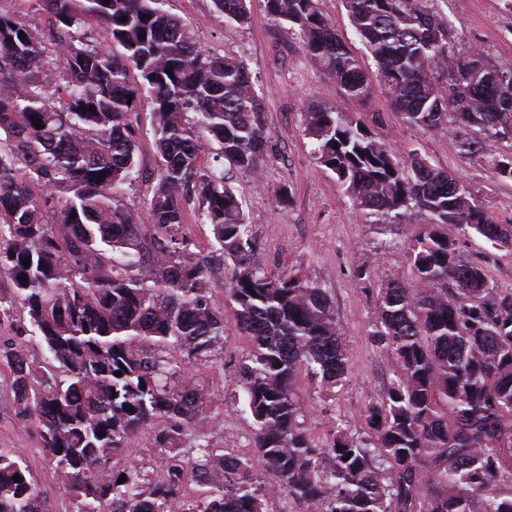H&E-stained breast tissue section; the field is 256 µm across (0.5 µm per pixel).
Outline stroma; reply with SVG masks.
Wrapping results in <instances>:
<instances>
[{"label": "stroma", "mask_w": 512, "mask_h": 512, "mask_svg": "<svg viewBox=\"0 0 512 512\" xmlns=\"http://www.w3.org/2000/svg\"><path fill=\"white\" fill-rule=\"evenodd\" d=\"M160 6L187 25L201 49L244 60L263 97L269 159L257 174L228 170V182L243 202L261 260L276 271H300L327 288L336 321L347 336L350 368L343 385L325 390L305 378L298 384L306 425L319 443L329 439L339 421L351 434H361L368 401L382 395L392 376L370 339L378 280L393 272L409 273V229L428 223L429 218L414 211L401 223L384 216L371 224L365 222L331 174L316 163L313 141L305 132V112L321 108L359 119L376 138L389 143L398 157L416 153L431 166L448 171L500 224H512V178L494 174L487 162L512 151V140L483 139L479 153L467 157L460 151L465 130L424 131L406 124L380 85H373L363 100L349 98L320 72L287 25L267 13L263 0H253L250 21L244 26L225 22L212 0H161ZM436 8L452 25L460 51L480 50L496 69L512 71V0H436ZM139 124L143 179L123 198L133 208L142 207L148 190L146 177L155 169L147 111H140ZM284 185L290 190V200L282 205L277 192ZM447 232L460 253L482 267L489 280L498 287L512 288V257L482 239L464 236L456 227H448ZM245 353V339L235 327H228L223 345L194 371L213 398L209 431L225 450L251 458L253 475L261 479L265 470L251 447L252 420L243 410V393L237 383ZM0 448L29 463L45 512H73L69 495L53 478V463L37 446L32 424L15 413L11 376L3 364Z\"/></svg>", "instance_id": "35a3bbf8"}]
</instances>
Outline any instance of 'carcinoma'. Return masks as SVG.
I'll list each match as a JSON object with an SVG mask.
<instances>
[{
    "label": "carcinoma",
    "mask_w": 512,
    "mask_h": 512,
    "mask_svg": "<svg viewBox=\"0 0 512 512\" xmlns=\"http://www.w3.org/2000/svg\"><path fill=\"white\" fill-rule=\"evenodd\" d=\"M264 2L347 96L366 97L370 78L318 0ZM23 3L46 15L56 49L47 51L39 27L0 12V279L9 281L0 317L26 313L45 358L34 363L6 341L0 363L16 414L35 427L75 512H268L278 494L311 512H512V290L463 259L445 231L453 224L512 249V225L495 223L418 154L400 160L361 122L305 113L317 163L361 215L430 216L410 234L413 282L391 273L375 298L371 338L393 378L366 406L367 438L338 426L318 444L300 421L296 386L302 377L326 389L341 384L346 338L326 289L265 266L225 182L226 163L261 172L270 141L246 63L202 50L159 0ZM213 3L226 22L250 20V0ZM343 4L406 124L465 128L467 154L482 136L512 137V71L490 66L479 50L460 53L435 0ZM92 25L106 30L110 47L84 38ZM52 66L60 83L50 91L41 75ZM144 106L156 172L144 207L134 209L121 197L139 177L131 114ZM212 139L217 152L203 165ZM490 166L512 177V153ZM194 199L229 266V315L211 306L209 261L183 232ZM230 321L248 342L239 386L263 482L246 459L225 465L232 453L206 430L208 392L186 374L224 344ZM155 421L166 423L155 438L156 478L143 485L130 461L100 479ZM189 426L195 456L186 459L169 445ZM191 478L208 489L187 502ZM0 512H42L28 466L1 449Z\"/></svg>",
    "instance_id": "cac0c4a2"
}]
</instances>
